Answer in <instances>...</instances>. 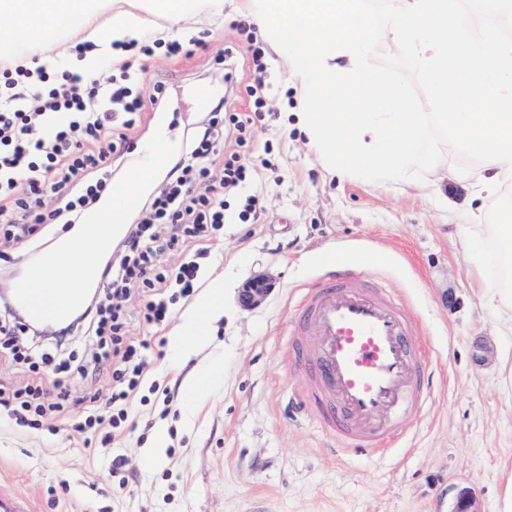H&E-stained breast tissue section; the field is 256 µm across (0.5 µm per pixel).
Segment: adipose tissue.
I'll return each instance as SVG.
<instances>
[{"label":"adipose tissue","mask_w":512,"mask_h":512,"mask_svg":"<svg viewBox=\"0 0 512 512\" xmlns=\"http://www.w3.org/2000/svg\"><path fill=\"white\" fill-rule=\"evenodd\" d=\"M223 9L224 0H0V62L17 61L23 49L35 47L42 51L38 67L52 73L59 64L53 46L75 31L98 41L103 16H111L112 41L120 45L149 25L170 32Z\"/></svg>","instance_id":"obj_1"}]
</instances>
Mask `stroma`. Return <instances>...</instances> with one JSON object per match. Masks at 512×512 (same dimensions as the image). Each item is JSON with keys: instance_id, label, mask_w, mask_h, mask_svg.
Returning a JSON list of instances; mask_svg holds the SVG:
<instances>
[{"instance_id": "1", "label": "stroma", "mask_w": 512, "mask_h": 512, "mask_svg": "<svg viewBox=\"0 0 512 512\" xmlns=\"http://www.w3.org/2000/svg\"><path fill=\"white\" fill-rule=\"evenodd\" d=\"M239 18L234 0H224L223 15L171 32V39L194 40L192 53L174 58L160 48L138 65L142 99L162 78L179 88V111L162 115L178 150L198 115L197 87L210 82L221 94L250 83L253 64ZM228 47L236 50L235 63L231 79L221 81L214 64ZM263 61L272 118L257 127L246 156L254 179L226 197V224L208 244L203 288L176 300L160 327L128 324L130 337L165 341L162 355L144 361L143 386L129 404L133 427L107 449L94 431L69 427L88 403L102 412L110 407L111 366L83 377L53 365L91 361L94 337L79 332L59 348L22 339L26 357L0 352V390L34 382L50 389L61 380L69 407L31 428L0 405V499L18 500L24 512H450L465 489L476 512H500L512 473V389L501 381L499 360L512 356V326L481 298L465 240L477 202L472 185L453 175L460 156L427 174L425 190L330 176L304 134L285 125L287 76L275 55L265 52ZM251 194L263 201L261 217L239 223ZM338 250L350 270L402 302L424 353L429 398L381 457L336 450L299 403L289 321L303 288L331 274L326 257ZM257 274L271 276L274 287L260 306L243 309L238 291ZM217 281L224 284L223 316L176 357L172 339ZM479 339L491 348L481 363ZM209 365L215 371L208 390L191 397L188 382ZM165 389L171 400L163 399ZM160 428L168 438L162 449L155 446ZM151 450L157 456L148 466L142 457ZM116 455L124 458L118 471L111 465Z\"/></svg>"}]
</instances>
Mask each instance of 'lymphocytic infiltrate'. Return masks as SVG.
I'll return each mask as SVG.
<instances>
[{
  "mask_svg": "<svg viewBox=\"0 0 512 512\" xmlns=\"http://www.w3.org/2000/svg\"><path fill=\"white\" fill-rule=\"evenodd\" d=\"M124 51L127 62L105 84L77 73L35 76L21 66L0 71V224L18 228L20 238H29L43 224L81 223L110 194L117 162L127 149L123 128L139 122L145 108L160 112L169 103L172 92L166 84H158L147 103L133 91L139 74L130 61L151 54L150 37L125 44ZM264 72V66H257L255 83L247 89L253 111L227 113L223 102H212L211 119L190 132L189 157L167 167L169 192L145 199L144 210L171 225V236L162 240L150 233L147 224H128L111 264L103 267L100 307L87 314L83 325L99 340V363L112 366V410L86 412L75 423V431L97 428L109 438L119 435L128 418L127 405L143 380L145 354L159 345L154 338H128L123 310L127 294L134 289L141 292L138 318L150 327L163 325L169 317L163 300L167 289H179L186 298L196 294L200 263L190 260L171 267L162 256L168 249L191 244L198 254H206V241L223 229L224 192L247 183L253 168L246 158L234 154L225 159L222 175H214L206 163L214 145L213 116L223 113L225 125L237 131L241 147H249L263 107ZM196 181L208 186V194L194 193ZM47 193L62 202L49 213L41 208ZM0 400L10 405L16 421L31 427L36 419L63 410L67 392L61 387L46 394L30 385Z\"/></svg>",
  "mask_w": 512,
  "mask_h": 512,
  "instance_id": "1",
  "label": "lymphocytic infiltrate"
}]
</instances>
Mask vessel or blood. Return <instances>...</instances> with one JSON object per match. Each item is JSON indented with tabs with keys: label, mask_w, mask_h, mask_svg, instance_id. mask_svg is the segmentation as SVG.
I'll use <instances>...</instances> for the list:
<instances>
[{
	"label": "vessel or blood",
	"mask_w": 512,
	"mask_h": 512,
	"mask_svg": "<svg viewBox=\"0 0 512 512\" xmlns=\"http://www.w3.org/2000/svg\"><path fill=\"white\" fill-rule=\"evenodd\" d=\"M175 149L164 132H157L141 147L140 162L113 184L105 205L88 215V223L108 225L113 235H121L125 213L140 204L146 175L163 167ZM51 268L49 255L38 256L16 282L17 300L37 320L62 319L84 301L74 288L62 293L56 310L39 309L30 285ZM310 332L317 344L293 349L303 403L337 443L353 451L385 452L402 416L424 400L420 351L409 316L384 290L362 286L357 275L342 271L310 288L296 306L290 335Z\"/></svg>",
	"instance_id": "vessel-or-blood-1"
}]
</instances>
